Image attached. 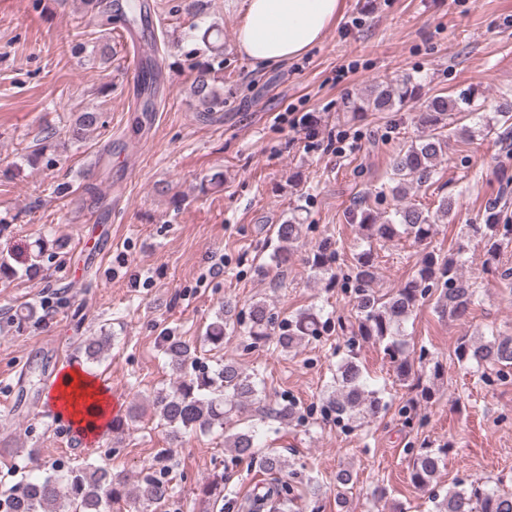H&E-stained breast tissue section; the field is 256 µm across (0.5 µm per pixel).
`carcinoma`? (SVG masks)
<instances>
[{
  "label": "carcinoma",
  "mask_w": 512,
  "mask_h": 512,
  "mask_svg": "<svg viewBox=\"0 0 512 512\" xmlns=\"http://www.w3.org/2000/svg\"><path fill=\"white\" fill-rule=\"evenodd\" d=\"M221 30L208 26L202 37L203 47L197 49L201 59L193 63L195 71L191 85L192 95L200 111L205 113L224 110V96L217 91V84L224 82V60L222 49L216 45ZM163 78L162 66L154 63L142 73L144 96L142 111L155 110L154 90ZM408 82L397 88H378L361 103L353 106L357 112H386L406 106L411 100ZM459 111L456 100L448 96L431 99L421 122L432 129V133L404 145L391 158V180L393 191L404 199L406 186L412 182L424 185L433 179L436 161L443 153L444 139L435 134L440 126H447L452 113ZM106 126L102 113H81L68 128L70 139L81 141L86 135ZM452 211V202L443 198L433 212L409 202L384 215L374 210L362 199L351 210L353 223L357 224L368 245L379 241H391L405 235L418 244L425 243L435 231L436 221ZM499 214L490 211L481 224L469 225L473 235L479 237L486 256L487 270L495 269L500 251ZM302 225L291 218L277 225L276 234L281 246L273 253L276 265H288L291 249L301 237ZM335 251L332 243L326 242L312 256L311 269L318 275L334 282L332 269ZM377 278V267L373 250L365 249L355 254L352 268L353 293L357 303V332L365 341L384 345L385 354L399 380L420 391L422 398L430 400L435 395L431 386L423 384L422 375L415 364L423 363L426 351L420 350L413 357L403 349L401 340L404 323L419 302L438 290L436 307L451 321L466 319L476 299V289L459 269L454 255H443L435 251L423 254L415 274L392 292L377 296L372 288ZM236 316V305L224 302L215 320L209 324L204 341L214 349L224 347V335L230 321ZM320 313L305 309L287 321H277L269 306L261 301L249 308L248 321L243 332L255 343L271 338L272 331L279 330L276 347L290 352L303 343L319 336ZM115 337L104 331L98 336H88L79 345V352L87 364H98L111 349ZM164 355L173 373L176 385L154 391L152 406L162 424L171 428L173 436L193 432H209L215 428L224 430V446L231 449L237 458H247L258 464V468L274 476V484L263 486L253 493L250 512H283L293 507L291 484L280 481V475L288 471V460L275 448L258 446L256 431L251 426L229 428L242 407L258 400L259 373H248L235 362H226L215 367L198 363L192 345L174 336L164 337ZM455 355L480 369V378L487 377L491 370L499 377L512 374V336L491 334L489 339L463 336L459 339ZM329 412L336 420L351 421L375 418L387 410L379 389L367 384L363 370L356 357L349 356L336 373L334 390L328 401ZM448 448H432L423 445L415 454L410 471L411 483L428 488L440 469ZM170 469L148 472L136 486L130 488L125 481L112 476L104 466L80 464L60 469L51 467V474L22 482L12 493L0 498V512H112V506L121 502L142 508L164 507L172 497ZM353 483V474L348 470L336 473L337 512H344L347 504L345 489ZM434 512H512V491L485 484H472L467 488L449 491L443 496L434 495Z\"/></svg>",
  "instance_id": "obj_1"
}]
</instances>
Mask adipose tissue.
<instances>
[{"mask_svg": "<svg viewBox=\"0 0 512 512\" xmlns=\"http://www.w3.org/2000/svg\"><path fill=\"white\" fill-rule=\"evenodd\" d=\"M340 9V0H248L237 29L239 49L258 68L278 66L297 58L321 41ZM95 406L96 416L111 407L112 398L82 368L73 366L52 393V405L80 430L90 416L81 402Z\"/></svg>", "mask_w": 512, "mask_h": 512, "instance_id": "1", "label": "adipose tissue"}]
</instances>
